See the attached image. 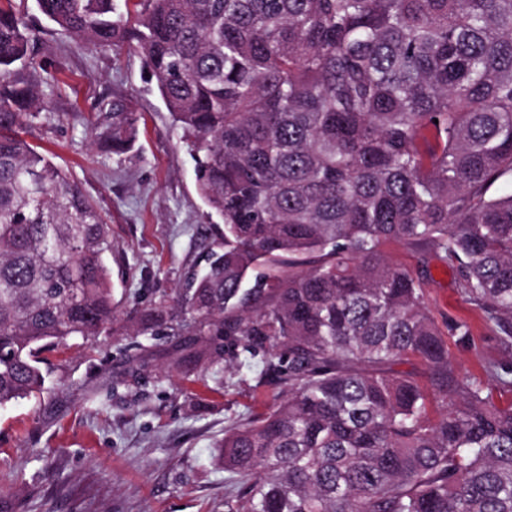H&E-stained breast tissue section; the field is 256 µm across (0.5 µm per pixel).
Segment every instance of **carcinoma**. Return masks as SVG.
Instances as JSON below:
<instances>
[{
    "label": "carcinoma",
    "mask_w": 512,
    "mask_h": 512,
    "mask_svg": "<svg viewBox=\"0 0 512 512\" xmlns=\"http://www.w3.org/2000/svg\"><path fill=\"white\" fill-rule=\"evenodd\" d=\"M18 2L0 0V407L44 389L41 351L117 324L104 216L21 136L46 105L10 72L45 67ZM34 2L142 56L224 226L118 332L191 337L180 371L220 364L226 336L279 354L288 397L218 444L229 512H512V407L455 377L423 284L380 253L428 247L512 349V0ZM134 124L116 104L93 137L125 153ZM411 357L457 394L437 416L392 369ZM491 374L512 390V363Z\"/></svg>",
    "instance_id": "obj_1"
}]
</instances>
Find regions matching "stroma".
Wrapping results in <instances>:
<instances>
[{"instance_id":"stroma-1","label":"stroma","mask_w":512,"mask_h":512,"mask_svg":"<svg viewBox=\"0 0 512 512\" xmlns=\"http://www.w3.org/2000/svg\"><path fill=\"white\" fill-rule=\"evenodd\" d=\"M47 72L15 73L47 91L51 123L28 138L69 171L110 227L112 302L119 317L181 288L219 239L217 218L196 190L195 162L141 57L101 52L45 25L36 45ZM137 118V139L116 155L91 130L115 102ZM382 255L424 284L425 303L459 377L484 383L493 402L512 391L490 375L512 359L481 310L460 293L455 271L428 250L385 243ZM466 323L467 338L448 332ZM176 336L101 334L50 358L44 392L0 409V512H225L236 477L218 462L227 429L250 423L286 390L267 372L270 352L224 339V363L187 373L170 368Z\"/></svg>"}]
</instances>
